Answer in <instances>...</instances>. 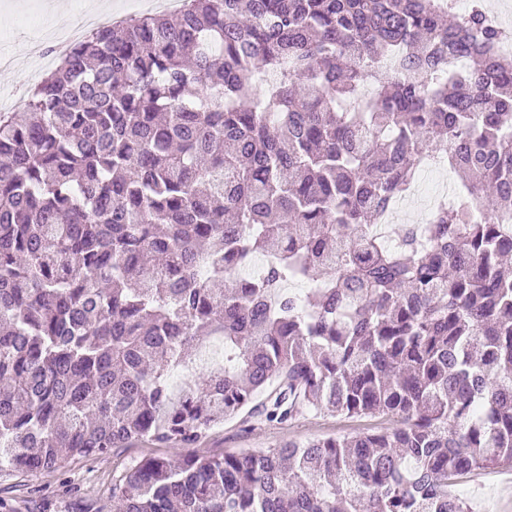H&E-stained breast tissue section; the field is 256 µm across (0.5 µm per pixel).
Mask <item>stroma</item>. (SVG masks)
Instances as JSON below:
<instances>
[{
    "label": "stroma",
    "mask_w": 512,
    "mask_h": 512,
    "mask_svg": "<svg viewBox=\"0 0 512 512\" xmlns=\"http://www.w3.org/2000/svg\"><path fill=\"white\" fill-rule=\"evenodd\" d=\"M43 3L44 0H0V50L26 58L32 33L20 18L28 12H41L55 27L71 24V17L55 14ZM389 424V419L381 417L347 418L315 412L285 422L266 421L242 412L207 431L195 450L203 456H220ZM156 452L150 441H136L108 453L74 458L57 471L34 475L5 471L0 473V499L6 500L10 512H120L121 503L112 496L114 478L123 467ZM454 491L467 501L472 512H512V465L474 470L462 477Z\"/></svg>",
    "instance_id": "stroma-1"
}]
</instances>
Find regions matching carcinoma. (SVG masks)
I'll return each instance as SVG.
<instances>
[{
  "mask_svg": "<svg viewBox=\"0 0 512 512\" xmlns=\"http://www.w3.org/2000/svg\"><path fill=\"white\" fill-rule=\"evenodd\" d=\"M504 37L481 0H183L77 42L0 112V473L146 439L180 452L123 512H471L512 464ZM434 157L458 199L374 234ZM245 409L396 426L190 451ZM472 512H512V465L476 469L452 489Z\"/></svg>",
  "mask_w": 512,
  "mask_h": 512,
  "instance_id": "obj_1",
  "label": "carcinoma"
}]
</instances>
